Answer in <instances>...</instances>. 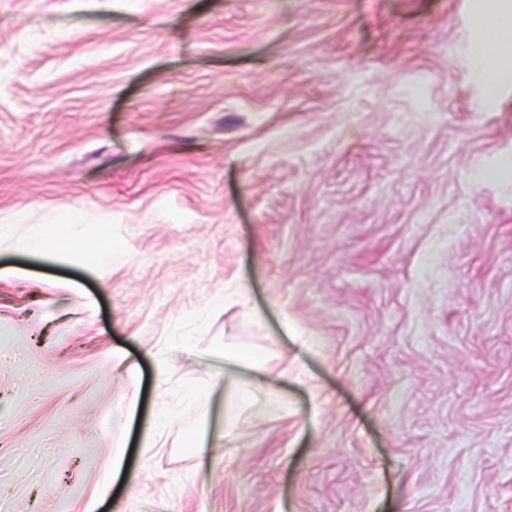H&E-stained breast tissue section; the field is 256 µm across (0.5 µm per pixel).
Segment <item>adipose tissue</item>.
<instances>
[{
  "instance_id": "obj_1",
  "label": "adipose tissue",
  "mask_w": 512,
  "mask_h": 512,
  "mask_svg": "<svg viewBox=\"0 0 512 512\" xmlns=\"http://www.w3.org/2000/svg\"><path fill=\"white\" fill-rule=\"evenodd\" d=\"M478 24L483 33L474 49L478 73L492 87L512 80V0H490Z\"/></svg>"
}]
</instances>
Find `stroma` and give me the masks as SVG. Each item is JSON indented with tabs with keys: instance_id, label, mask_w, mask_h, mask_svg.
<instances>
[{
	"instance_id": "35a3bbf8",
	"label": "stroma",
	"mask_w": 512,
	"mask_h": 512,
	"mask_svg": "<svg viewBox=\"0 0 512 512\" xmlns=\"http://www.w3.org/2000/svg\"><path fill=\"white\" fill-rule=\"evenodd\" d=\"M484 7L0 0V512H512Z\"/></svg>"
}]
</instances>
